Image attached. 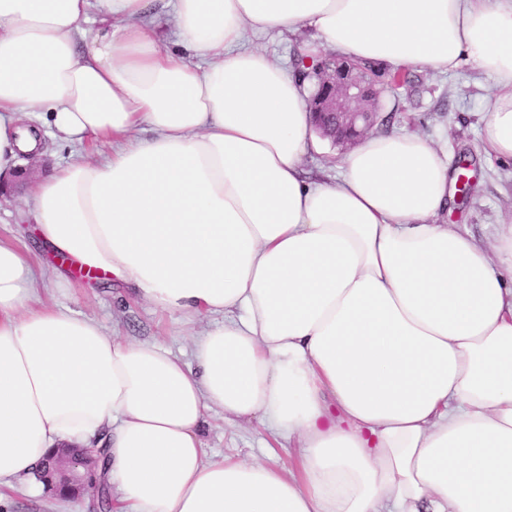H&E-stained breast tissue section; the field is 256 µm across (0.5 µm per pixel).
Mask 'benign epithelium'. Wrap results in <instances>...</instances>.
Wrapping results in <instances>:
<instances>
[{
	"instance_id": "benign-epithelium-1",
	"label": "benign epithelium",
	"mask_w": 512,
	"mask_h": 512,
	"mask_svg": "<svg viewBox=\"0 0 512 512\" xmlns=\"http://www.w3.org/2000/svg\"><path fill=\"white\" fill-rule=\"evenodd\" d=\"M312 75L319 89L307 100V108L321 135L344 147L356 143L378 121V83L367 77L364 68L340 57L323 60ZM35 473L48 490L67 491V498L89 489L97 490L99 498L105 492L99 455L93 449L78 454L59 449Z\"/></svg>"
}]
</instances>
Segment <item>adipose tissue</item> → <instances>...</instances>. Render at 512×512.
<instances>
[{
    "instance_id": "ef3b65f1",
    "label": "adipose tissue",
    "mask_w": 512,
    "mask_h": 512,
    "mask_svg": "<svg viewBox=\"0 0 512 512\" xmlns=\"http://www.w3.org/2000/svg\"><path fill=\"white\" fill-rule=\"evenodd\" d=\"M305 28L310 65L492 74L484 150L512 161V0H0V175L46 127L112 145L34 176L33 244L0 241V487L97 445L117 512H512V224L440 223L450 157L416 132L305 180L306 86L247 45ZM43 251L215 322L188 362L108 336L41 303ZM212 408L295 471L206 459Z\"/></svg>"
}]
</instances>
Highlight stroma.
Masks as SVG:
<instances>
[{
  "label": "stroma",
  "mask_w": 512,
  "mask_h": 512,
  "mask_svg": "<svg viewBox=\"0 0 512 512\" xmlns=\"http://www.w3.org/2000/svg\"><path fill=\"white\" fill-rule=\"evenodd\" d=\"M308 37L305 30L293 35L255 32L250 44L293 72ZM407 73L408 86L398 95H385L380 103L384 129L423 134L447 146L452 168L471 166L468 196L455 199L442 221L465 227L477 238L491 239L498 225L512 224V162L487 161L481 139V118L494 93L493 80L469 64L452 72L417 66ZM66 276L67 285L49 282L46 300L93 319L108 333L133 341H162L182 359L191 357V329L208 324L202 318L189 326L180 313L162 314L132 301L121 284L89 282L72 269ZM201 440L210 457L256 459L284 471L293 465L287 449L266 447L257 422L231 420L218 409L208 412ZM7 496L6 512H91L94 500L90 492L74 499L57 496L30 477L14 480Z\"/></svg>",
  "instance_id": "1"
}]
</instances>
